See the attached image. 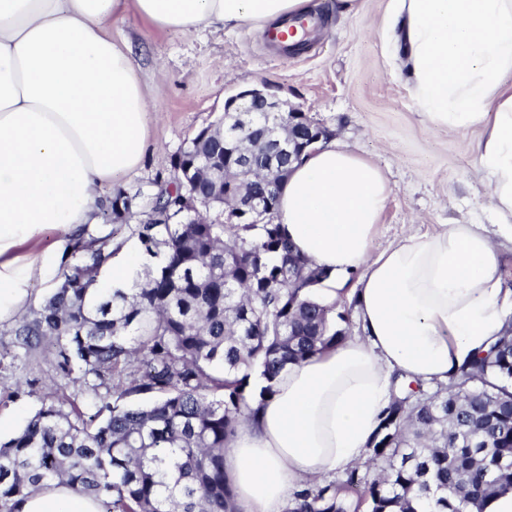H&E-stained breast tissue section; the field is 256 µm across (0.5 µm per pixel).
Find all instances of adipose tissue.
Instances as JSON below:
<instances>
[{"instance_id": "obj_1", "label": "adipose tissue", "mask_w": 512, "mask_h": 512, "mask_svg": "<svg viewBox=\"0 0 512 512\" xmlns=\"http://www.w3.org/2000/svg\"><path fill=\"white\" fill-rule=\"evenodd\" d=\"M307 2L0 0V322L33 302L32 277L51 272L49 258L22 264L13 250L49 225L95 223L102 186L143 158L152 100L113 23L262 28ZM382 37L425 121L480 129L477 173L500 236L442 224L371 253L391 195L382 170L333 141L294 167L277 221L329 270L323 302L355 301L361 333L288 365L274 394L253 401L224 452L239 512H285L307 483L365 462L394 378L447 383L512 321L499 244L512 240V0H390ZM20 512H99V502L53 482Z\"/></svg>"}]
</instances>
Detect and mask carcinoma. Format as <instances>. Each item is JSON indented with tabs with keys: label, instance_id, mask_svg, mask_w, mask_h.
I'll list each match as a JSON object with an SVG mask.
<instances>
[{
	"label": "carcinoma",
	"instance_id": "carcinoma-1",
	"mask_svg": "<svg viewBox=\"0 0 512 512\" xmlns=\"http://www.w3.org/2000/svg\"><path fill=\"white\" fill-rule=\"evenodd\" d=\"M224 136L201 129L148 203L98 200L156 260L134 287H95L113 233L81 229L56 291L15 330L89 400L43 406L0 444V512L51 481L106 512H238L224 450L288 364L346 338L312 288L329 273L294 252L281 226L228 224ZM263 380L260 390L252 376ZM512 489V338L434 390L410 383L383 410L367 461L297 492L285 512H483Z\"/></svg>",
	"mask_w": 512,
	"mask_h": 512
}]
</instances>
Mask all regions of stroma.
<instances>
[{
  "label": "stroma",
  "instance_id": "35a3bbf8",
  "mask_svg": "<svg viewBox=\"0 0 512 512\" xmlns=\"http://www.w3.org/2000/svg\"><path fill=\"white\" fill-rule=\"evenodd\" d=\"M389 0H358L356 15L340 18L337 0H310L323 25L305 46L284 53L264 29L245 25L183 33L156 32L136 18L112 26L128 42L155 110L141 164L119 185L149 193L170 177L171 159L184 143L224 110L236 92L257 86L302 108L333 139L374 162L392 194L373 242L382 251L410 230L440 224H479L496 233L489 187L476 173L480 131H449L418 114L406 78L392 72L381 39ZM67 236L47 227L14 251L20 261L59 256L75 263ZM15 323L0 324V412L26 423L44 404L73 397L42 351L15 343Z\"/></svg>",
  "mask_w": 512,
  "mask_h": 512
}]
</instances>
